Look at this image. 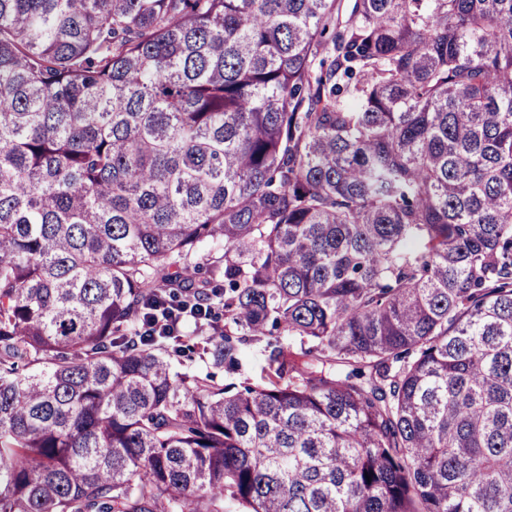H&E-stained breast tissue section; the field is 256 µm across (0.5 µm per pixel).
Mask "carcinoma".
<instances>
[{"label":"carcinoma","mask_w":512,"mask_h":512,"mask_svg":"<svg viewBox=\"0 0 512 512\" xmlns=\"http://www.w3.org/2000/svg\"><path fill=\"white\" fill-rule=\"evenodd\" d=\"M228 503L512 512V0H0V512ZM249 341L242 346L243 353L240 357V364L237 370L227 371L225 369H213L210 365L195 357L194 360H185L182 363L175 362L173 369L175 372L183 373L186 371H196L206 373L213 371L216 373V380L218 382L228 383H242L250 382L256 385L261 382L265 372L264 369L268 367L267 354L270 351V344H276V341L288 346V339L283 336H249Z\"/></svg>","instance_id":"obj_1"}]
</instances>
